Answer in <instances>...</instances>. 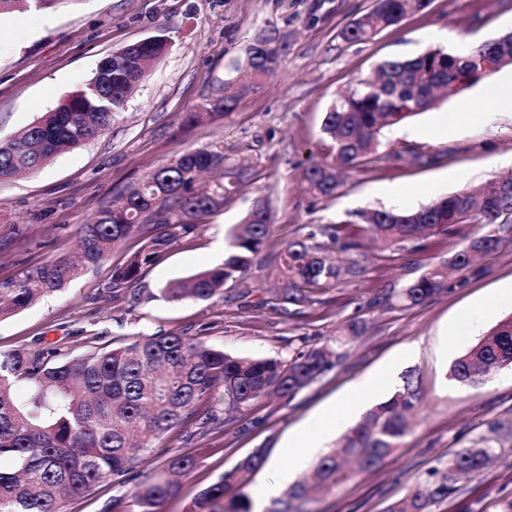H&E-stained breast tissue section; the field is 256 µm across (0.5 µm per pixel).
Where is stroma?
<instances>
[{"label": "stroma", "mask_w": 512, "mask_h": 512, "mask_svg": "<svg viewBox=\"0 0 512 512\" xmlns=\"http://www.w3.org/2000/svg\"><path fill=\"white\" fill-rule=\"evenodd\" d=\"M373 6L374 0H56L40 10L0 16V141L54 110L104 58L161 27L171 38L110 130L39 170L0 181V284L48 260L76 256L80 225L147 172L190 150L221 144L251 173L223 209L178 238L136 284L113 289L112 270L144 246L140 232L65 288L0 317V350L49 346L69 360L141 334L180 333L232 355L286 359L337 337L348 323L365 327L361 336L340 344L341 363L293 399L260 401L245 415L196 430L191 438L185 427L171 430L138 467L139 477L174 455L192 456L197 466L162 512H185L201 490L257 448L265 449L267 460L251 474L245 494L276 482L283 467L293 480L302 479L313 462L286 453L292 432L330 401L351 397L361 380L383 375L389 383L362 407L371 409L414 375L421 401L408 435L377 467L302 503L303 512H386L394 499L425 485L433 469L446 467L457 448L494 432L502 453L481 476L462 479L461 495L438 504L436 512H460L467 504L476 512H500L512 498V368L475 386L450 377L452 363L475 335L512 316L511 303L494 300L499 288L512 283V226L460 224L410 252L379 247L359 216L366 209H415L512 171V112L463 116V109L479 105L490 86L485 79L383 130L377 153L343 171L335 196L313 195L303 177L336 98L383 61L437 48L452 54L458 43L478 46L512 32V0H432L424 12L373 40L344 41L345 27ZM271 31L288 47L281 71L228 115L203 111L224 83L241 78L253 38ZM408 145L425 151V158L405 153ZM261 196L269 200L272 222L267 246L247 278V299L158 298L168 281L221 264L235 225ZM321 224L335 225L339 238L358 242V249L335 257L361 273L324 284L306 305L283 311L269 292L270 255ZM489 232L498 239L496 247L465 270L450 272L445 290L411 309L387 304L388 295ZM477 310L484 316L474 335L446 343L448 328ZM133 488L125 477L103 481L63 499L60 512H104Z\"/></svg>", "instance_id": "35a3bbf8"}]
</instances>
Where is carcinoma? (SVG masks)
I'll list each match as a JSON object with an SVG mask.
<instances>
[{
	"mask_svg": "<svg viewBox=\"0 0 512 512\" xmlns=\"http://www.w3.org/2000/svg\"><path fill=\"white\" fill-rule=\"evenodd\" d=\"M53 0H0V15L20 7H44ZM431 0H375L369 13L342 32L349 42H366L397 26L412 13L429 7ZM170 37L166 28L129 45L101 62L94 76L72 92L55 110L6 141L0 142V180L47 165L64 150L82 146L112 127L125 108L131 87L144 80L152 63L165 51ZM285 46L256 37L248 46L245 68L256 81L269 79L281 69ZM482 57L497 68L512 66V43H484L466 57L442 49L428 50L407 59L382 62L360 80L349 94L334 102L322 121L324 153L304 170L309 191L331 197L339 186L337 169L351 168L377 151L385 127L433 109L438 90L449 94L476 84L474 59ZM252 90L248 84L226 83L221 95L207 102L215 111L229 114ZM224 166V181L199 193V174ZM250 173L230 162L224 148L191 150L143 176L137 186L104 207L96 220L79 229L81 258L86 265L104 260L112 248L145 226L166 227L149 236L146 244L126 262L114 267L112 288L131 286L141 269L156 263L176 238L191 233L198 221L224 207V203L249 179ZM478 197L462 189L413 210L376 209L361 214L367 230L386 247L409 251L419 248L429 235L446 234L463 223L459 215ZM271 211L257 199L237 225L224 263L195 275L167 282L159 289L168 301L209 300L224 293L228 283L240 284L264 250L270 234ZM323 236L340 252L359 248L353 240L341 241L333 225H319L288 241L271 256L277 288L272 299L284 310L311 301L309 289L336 280L340 269L329 261ZM497 237L485 234L472 240L453 259L460 270L470 264L473 252L494 248ZM80 268L61 259L28 269L18 280L0 285V316L24 309L48 292L73 280ZM447 268L428 269L401 289L397 302L418 306L445 287ZM341 338L284 360L279 357H236L178 334L141 335L111 349L99 348L79 358L57 361L54 351L20 347L0 351V512H59L62 499L86 493L103 479L119 478L149 459L163 437L177 426L222 424L224 413H242L275 393L294 398L340 359ZM512 366V317L492 327L458 357L451 372L454 381L473 385L492 369ZM418 383L404 377L403 387L370 410L341 440L339 449L322 456L313 481H299L278 500L270 512H296L293 502L314 500L332 493L349 480L343 460L357 459L368 471L400 447L410 430L416 409ZM493 448L479 438L459 449L444 470L435 469L423 488L409 490L394 500L388 512H433V506L459 494L457 475L481 474ZM266 462L258 449L241 459L219 480L200 492L188 512H251L243 489L250 475ZM196 461L187 455L171 457L134 488L126 501L115 499L109 512H161L176 496V474L187 475Z\"/></svg>",
	"mask_w": 512,
	"mask_h": 512,
	"instance_id": "1",
	"label": "carcinoma"
}]
</instances>
